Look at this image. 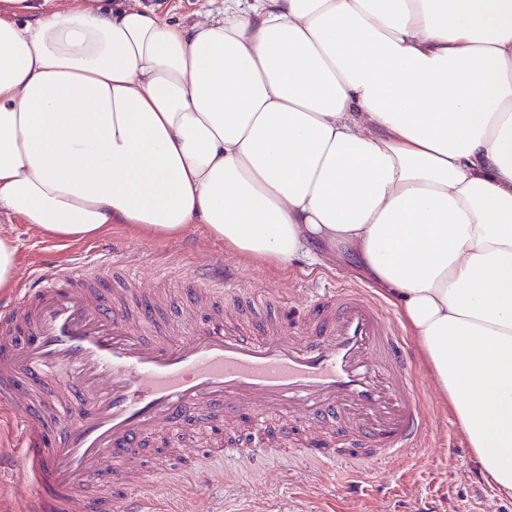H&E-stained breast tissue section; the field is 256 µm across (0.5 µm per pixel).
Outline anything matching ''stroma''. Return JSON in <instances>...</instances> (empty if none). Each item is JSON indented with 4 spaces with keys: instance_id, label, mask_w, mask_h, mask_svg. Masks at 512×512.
I'll return each mask as SVG.
<instances>
[{
    "instance_id": "stroma-1",
    "label": "stroma",
    "mask_w": 512,
    "mask_h": 512,
    "mask_svg": "<svg viewBox=\"0 0 512 512\" xmlns=\"http://www.w3.org/2000/svg\"><path fill=\"white\" fill-rule=\"evenodd\" d=\"M0 231L15 239L20 268L42 263L84 266L108 255L134 269L148 292L160 286L182 292L194 286L196 268L215 262L240 268L244 285L256 294L287 291L298 304L305 301L309 288L326 280L361 284L350 269L312 266L302 259L294 260L283 274L260 262L238 263L227 258L222 241L196 227L172 240L120 228L82 242L45 238L19 219L0 225ZM158 267L170 270L168 280L154 278ZM419 377L431 415L423 447L373 466L358 496L350 495L333 469L314 474V463L304 453L306 432L290 430L277 416L267 417L264 426L283 436L284 445L272 449L267 466L257 467L248 460L238 466L224 463L222 450L205 435L179 426L166 437L183 436V446L163 447V439L157 437L142 450L140 472L145 480L140 489L160 506L170 505L179 512H512V500L498 498L480 472L454 416L442 411L434 377L425 371ZM187 466L207 469L209 479L197 484L190 496L171 498L170 473Z\"/></svg>"
}]
</instances>
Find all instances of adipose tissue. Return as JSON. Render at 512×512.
Returning a JSON list of instances; mask_svg holds the SVG:
<instances>
[{
    "instance_id": "ef3b65f1",
    "label": "adipose tissue",
    "mask_w": 512,
    "mask_h": 512,
    "mask_svg": "<svg viewBox=\"0 0 512 512\" xmlns=\"http://www.w3.org/2000/svg\"><path fill=\"white\" fill-rule=\"evenodd\" d=\"M0 0V217L355 265L512 499V0Z\"/></svg>"
}]
</instances>
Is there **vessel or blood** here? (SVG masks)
<instances>
[{
  "label": "vessel or blood",
  "mask_w": 512,
  "mask_h": 512,
  "mask_svg": "<svg viewBox=\"0 0 512 512\" xmlns=\"http://www.w3.org/2000/svg\"><path fill=\"white\" fill-rule=\"evenodd\" d=\"M0 300V417L20 453L9 473L33 512H157L135 489L139 450L160 431L250 410L313 433L323 462L377 464L421 447L422 384L397 326L363 289L327 282L288 326L224 327L235 270L205 269L181 297L182 317L133 275L109 289L93 272L37 269ZM213 325L193 324L198 310ZM168 331L160 339L159 331ZM110 483L113 495L94 496Z\"/></svg>",
  "instance_id": "vessel-or-blood-1"
}]
</instances>
